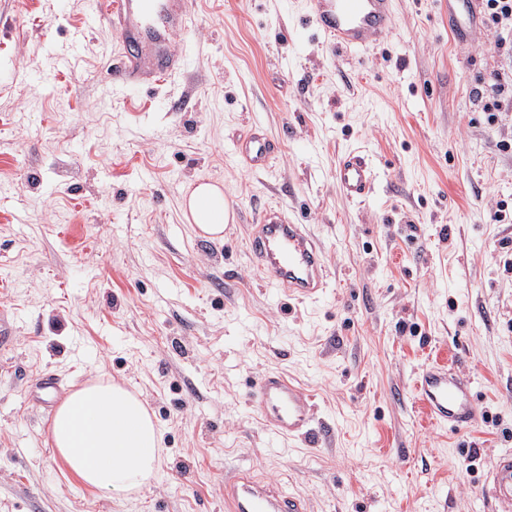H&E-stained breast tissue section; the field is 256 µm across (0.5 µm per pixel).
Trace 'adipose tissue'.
<instances>
[{"label": "adipose tissue", "instance_id": "obj_1", "mask_svg": "<svg viewBox=\"0 0 512 512\" xmlns=\"http://www.w3.org/2000/svg\"><path fill=\"white\" fill-rule=\"evenodd\" d=\"M185 219L202 236L223 233L233 220L216 184L203 183L184 197ZM56 456L87 487L122 497L139 493L157 475L163 432L139 394L120 385L91 381L57 407L48 429Z\"/></svg>", "mask_w": 512, "mask_h": 512}]
</instances>
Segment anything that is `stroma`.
Masks as SVG:
<instances>
[{
	"mask_svg": "<svg viewBox=\"0 0 512 512\" xmlns=\"http://www.w3.org/2000/svg\"><path fill=\"white\" fill-rule=\"evenodd\" d=\"M97 0H0V512H224L248 471L310 512H496L481 488L512 450V111L476 90L512 70L477 18L452 39L444 0H396L372 50L325 43L308 0H194L188 64L130 91ZM203 50H196L197 41ZM277 146L246 170L233 140ZM364 149L371 194L344 198L339 156ZM222 185L224 241L181 203ZM309 225L328 287L306 304L262 282L249 251L263 205ZM470 375L485 411L451 431L422 418L413 379ZM279 371L315 396L328 444L268 432L252 384ZM100 377L141 393L164 431L140 497L84 487L48 443L32 382Z\"/></svg>",
	"mask_w": 512,
	"mask_h": 512,
	"instance_id": "stroma-1",
	"label": "stroma"
}]
</instances>
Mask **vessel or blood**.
I'll return each mask as SVG.
<instances>
[{"label": "vessel or blood", "instance_id": "obj_1", "mask_svg": "<svg viewBox=\"0 0 512 512\" xmlns=\"http://www.w3.org/2000/svg\"><path fill=\"white\" fill-rule=\"evenodd\" d=\"M448 28L461 34L477 16L480 0H451ZM193 0H100L96 17L112 25L120 45L110 82L136 87L158 83L185 69L176 40L192 18ZM395 0H309L311 18L332 46L356 52L379 43L393 28ZM274 148L260 133L240 137L236 159L254 171L269 170ZM333 178L348 199L360 200L373 189L375 165L358 148L338 160ZM250 250L264 282L276 285L295 300L314 301L326 291L324 253L307 225L292 223L280 205L263 206L249 240ZM414 391L429 423L461 430L478 424L483 411L473 381L447 365L435 363L417 374ZM250 402L266 428L279 437H304L321 445L328 437L317 427L312 393L285 374L269 372L253 385ZM486 488L500 512H512V452L497 456L486 478ZM225 512H308L307 499L284 493L276 484L241 472L224 480Z\"/></svg>", "mask_w": 512, "mask_h": 512}]
</instances>
